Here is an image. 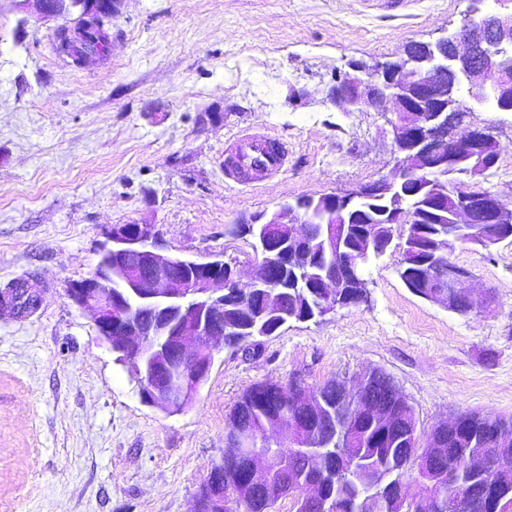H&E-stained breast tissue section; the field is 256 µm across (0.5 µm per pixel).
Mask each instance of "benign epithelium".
<instances>
[{
	"label": "benign epithelium",
	"instance_id": "7a95c632",
	"mask_svg": "<svg viewBox=\"0 0 512 512\" xmlns=\"http://www.w3.org/2000/svg\"><path fill=\"white\" fill-rule=\"evenodd\" d=\"M38 18L62 13V0H31ZM120 0H78L81 19L73 40H80L97 20L112 17ZM349 70L329 87L331 102L346 103L358 110L365 106L379 111L383 102L392 103L388 120L392 129V147L396 161L391 172L359 190L325 194L318 198L322 221L314 223L308 215L285 203L261 223L260 259L255 262L248 281L238 276L234 267H224V260L178 262L162 243L153 224L113 225L106 231L100 251L117 254L126 260L123 271L112 279V272H93L67 289L68 298L88 313L96 333L109 349L122 351L132 360L150 356L161 341H173L175 349L165 348L161 361L141 374L130 367V376L140 400L147 406L168 412V406L187 408L204 381L199 372L210 374L215 355L224 351V290L245 285L257 289L258 301L269 311L277 309L272 288L281 287L290 267L293 253L302 251L309 239L318 233L325 236L329 252L348 224V207L355 198L370 195H392L391 208L383 223L414 224L416 218L406 204L417 192L434 190L433 208L437 211L453 205L457 224L470 227L467 241L482 246L495 245L512 237V209L499 197L477 186L463 185L453 202L448 192L434 188L432 176L448 168L450 163L472 162L460 174L472 180L484 174L499 160V144L488 127L473 128L461 136L454 129L468 112L455 95L457 81L470 83L469 93L476 101L491 98L503 112H512V13L464 16L460 24L431 44L428 54L420 57L408 50L393 60L373 64H348ZM288 225V252L281 251V225ZM448 239L429 245L428 252L436 260L430 274L415 281L425 289V298L443 304L452 312L472 309L469 296L460 288L470 277L464 267L449 260ZM190 271H176L177 264ZM349 281L361 288L367 286L363 266L350 267L346 279H337L336 270L324 269L312 287L319 289L321 299H336V290ZM175 307L179 318L169 336L154 333L137 318L140 309L163 311ZM351 401L350 417L344 424L347 443L356 448L366 425L386 427L396 416L389 408L375 404L358 392H344ZM313 418L297 419L286 413L269 423L266 434L283 431L290 444L308 448L313 437ZM461 430L459 417L445 421L433 430L429 448L417 459L421 475L432 473L434 463L448 456V442ZM497 447L479 451L466 449L465 469L481 479L492 494L512 481V434H496ZM273 454L264 449L253 450L251 467L242 492L263 488L272 496L282 494L271 479ZM220 464L211 467L207 504L219 512H236L237 504L224 502V491L218 475ZM442 478L432 479V490L414 500L415 512H438Z\"/></svg>",
	"mask_w": 512,
	"mask_h": 512
}]
</instances>
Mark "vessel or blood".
I'll return each instance as SVG.
<instances>
[{
    "mask_svg": "<svg viewBox=\"0 0 512 512\" xmlns=\"http://www.w3.org/2000/svg\"><path fill=\"white\" fill-rule=\"evenodd\" d=\"M288 159V148L269 134L237 135L224 158V176L236 183L278 175Z\"/></svg>",
    "mask_w": 512,
    "mask_h": 512,
    "instance_id": "obj_1",
    "label": "vessel or blood"
}]
</instances>
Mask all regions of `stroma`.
Masks as SVG:
<instances>
[{
    "label": "stroma",
    "mask_w": 512,
    "mask_h": 512,
    "mask_svg": "<svg viewBox=\"0 0 512 512\" xmlns=\"http://www.w3.org/2000/svg\"><path fill=\"white\" fill-rule=\"evenodd\" d=\"M512 0H123L105 59L58 48L77 18L0 0V290L22 280L36 314L0 317V512H191L224 453L226 417L251 384L316 387L387 373L419 435L461 412L512 415V242L455 243L472 311L414 295L399 276L402 226L372 258L364 302L221 352L189 408L140 402L124 367L66 295L96 267L113 224H152L173 253L255 264L239 222L300 197L354 192L394 165L375 112L331 104L353 60L386 61L432 42L472 9ZM457 96L463 129L490 128L500 157L481 179L512 208V112ZM288 145L277 177H224L229 138Z\"/></svg>",
    "instance_id": "stroma-1"
}]
</instances>
